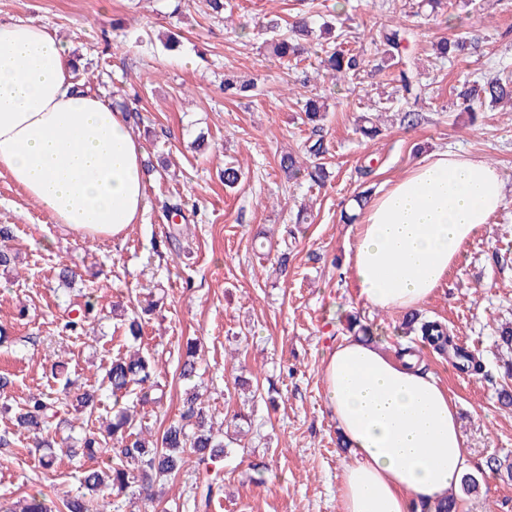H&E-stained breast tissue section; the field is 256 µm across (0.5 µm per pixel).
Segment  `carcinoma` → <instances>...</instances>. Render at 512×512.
Wrapping results in <instances>:
<instances>
[{"label": "carcinoma", "mask_w": 512, "mask_h": 512, "mask_svg": "<svg viewBox=\"0 0 512 512\" xmlns=\"http://www.w3.org/2000/svg\"><path fill=\"white\" fill-rule=\"evenodd\" d=\"M310 27L302 19L291 25L289 36L276 35L271 47L274 55L279 58L298 57L304 47L295 42L300 36L309 35ZM407 40V31L403 26L386 28L383 41L387 46L389 59L400 53L403 42ZM471 41L463 33L454 34L439 43L443 55L460 56L465 54ZM326 71L332 79L339 81L352 76L359 68L357 56L342 49L333 48L324 59ZM459 99L467 109L476 103H496L512 99V84L496 78L480 86L470 87L460 93ZM280 168L289 176L297 178L301 175L315 185H322L328 178V172L320 163L307 165L291 154L280 158ZM407 332L416 333L421 340H427L437 350L448 349L450 338L447 329L435 320L422 319L411 315L405 321ZM197 346L187 345L186 358L180 365V376L189 380L198 371ZM103 382L116 399L122 398L132 385L144 390L143 400L160 403L165 396L164 389L158 380L155 366L149 357L135 353L129 357L117 355L112 358L110 367ZM76 407L88 414L97 408L98 395L94 390H86L75 397ZM57 399L49 393H32L26 399L24 407L15 415L16 426L24 431L42 434L39 447L47 449L43 455V466L52 468L54 457L50 449L58 444L56 436L47 429L49 411L53 410ZM71 456L94 458L100 454L112 456V465L104 468L91 469L84 472L80 486L75 495L62 501L59 512H99V501L105 498V490L123 493L131 488L138 491V499L142 503L154 501L152 488L161 481L179 476L188 466L206 477L202 493L197 505L207 507L216 490L220 489L221 472L210 469V465L224 459L226 448L224 439L214 433L211 419L198 407L197 393L189 391L184 398V411L180 420L175 421L163 430L160 437L151 444L135 432V422L131 414L119 410L112 417V423L106 432L89 428L83 431L79 447L69 449ZM457 496L436 501L430 505L422 504L423 512H456ZM0 512H52L45 499L32 496L20 507L0 505Z\"/></svg>", "instance_id": "cac0c4a2"}]
</instances>
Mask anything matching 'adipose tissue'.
I'll use <instances>...</instances> for the list:
<instances>
[{
  "label": "adipose tissue",
  "mask_w": 512,
  "mask_h": 512,
  "mask_svg": "<svg viewBox=\"0 0 512 512\" xmlns=\"http://www.w3.org/2000/svg\"><path fill=\"white\" fill-rule=\"evenodd\" d=\"M143 158L125 113L78 88L66 42L42 25L0 21V174L79 237L117 238L146 206ZM504 200L495 166L451 151L425 158L357 226L347 267L359 298L418 307ZM324 386L353 457L340 512H413L447 497L469 452L433 375L349 337L327 351Z\"/></svg>",
  "instance_id": "obj_1"
}]
</instances>
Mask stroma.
Returning a JSON list of instances; mask_svg holds the SVG:
<instances>
[{"label": "stroma", "mask_w": 512, "mask_h": 512, "mask_svg": "<svg viewBox=\"0 0 512 512\" xmlns=\"http://www.w3.org/2000/svg\"><path fill=\"white\" fill-rule=\"evenodd\" d=\"M434 13L424 0H224L214 17L207 0H0V20L32 21L71 42L86 66L78 79L105 100L132 103L133 130L156 170L147 178L146 209L118 238L80 239L0 176V226L11 230L14 264L0 268V373L11 381L0 395V502L45 496L61 502L76 493L94 461L59 455L44 469L34 437L12 417L30 391L57 392L54 365L71 379L99 388L117 353L127 352L124 325L146 300L158 312L141 319V346L162 371L163 403L122 399L152 435L178 419L186 384L178 349L200 348L194 379L200 403L222 424L228 454L223 488L207 512H340L338 490L350 451L337 445L338 426L325 397L323 359L347 337L357 312L387 353L410 346L417 361L453 397L479 491L460 495L457 512H512V481L483 472L488 456L512 463V407L497 400L503 364L512 351L499 340L512 322V106H460L465 82L512 76V0H451ZM308 17L330 22L359 72L334 85L321 65L329 47L312 40L301 62L273 56L268 21L287 28ZM400 23L409 36L402 53L422 95L417 125L401 123L404 92L382 41ZM475 31L473 53L443 58L435 45ZM177 34L178 53L160 41ZM250 81L252 96L233 97L225 80ZM322 96L320 132L304 123L309 97ZM372 118L376 137L364 136ZM322 141L329 178L324 186L287 179L288 152L305 155ZM455 150L501 170L509 191L488 229L462 248L458 263L419 312L444 324L470 347L481 373L462 371L431 347L404 334L405 311L364 303L346 259L358 213V193L377 197L423 158ZM239 166L233 186L218 177ZM181 199L184 215L168 221L161 205ZM305 223H297V213ZM287 252V270L276 256ZM70 266L78 280L59 279ZM94 299L99 319L74 333L63 325ZM103 391L93 414L58 406L50 420L58 437H80L113 415ZM195 472L166 482L154 512H195Z\"/></svg>", "instance_id": "stroma-1"}]
</instances>
